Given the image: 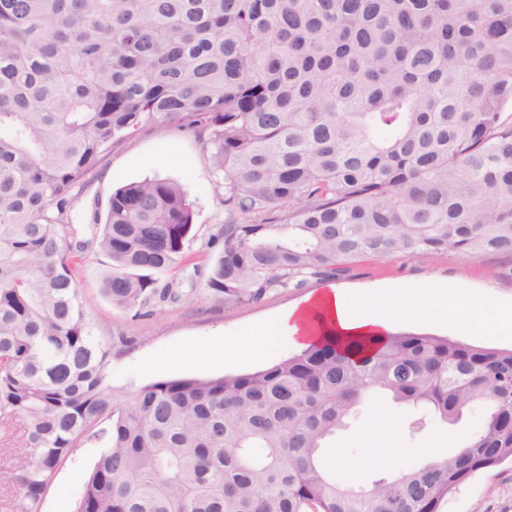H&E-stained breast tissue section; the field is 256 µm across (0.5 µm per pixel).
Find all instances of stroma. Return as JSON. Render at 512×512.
<instances>
[{"label": "stroma", "instance_id": "35a3bbf8", "mask_svg": "<svg viewBox=\"0 0 512 512\" xmlns=\"http://www.w3.org/2000/svg\"><path fill=\"white\" fill-rule=\"evenodd\" d=\"M153 178L176 182L194 205L191 238L185 245L182 268L174 274L175 280L194 281L193 301L164 304L137 317L112 304L100 290V280L111 266L109 258L88 253L78 272L83 308L98 336L106 341L119 334L135 339L131 348L112 353L110 382L124 394L158 380L247 374L273 365L296 353L297 348L282 340L269 352L249 354L257 327L272 322L308 295L329 288L338 289L355 309L367 288H390L407 296L436 286L481 291L484 299L473 305L481 319L480 330L462 329L454 319L439 323V310L430 303L409 307L393 329L477 346L512 348V334L500 333L497 325L499 305L512 302V257L494 253L476 258L454 253L434 259L360 258L348 263L341 276L307 275L299 285L269 291L260 303L224 308L204 286L222 251L213 241L227 217L222 177L212 169L194 134L164 124L152 125L128 139L89 175L77 223L88 226L94 215H105L117 188ZM188 348L193 349V357L180 359V352ZM409 414L407 407L384 397L365 402L329 442L326 459H343L345 466L355 468L358 483H371L395 468L422 463L427 451L444 453L461 447L481 424L484 405L474 404L455 423L431 419L415 437H401L400 448H391L381 431V418L397 426ZM103 448V442L92 440L73 450L57 469L40 512H73ZM439 512H512V461L469 478L442 500Z\"/></svg>", "mask_w": 512, "mask_h": 512}]
</instances>
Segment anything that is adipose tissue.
I'll use <instances>...</instances> for the list:
<instances>
[{
    "label": "adipose tissue",
    "mask_w": 512,
    "mask_h": 512,
    "mask_svg": "<svg viewBox=\"0 0 512 512\" xmlns=\"http://www.w3.org/2000/svg\"><path fill=\"white\" fill-rule=\"evenodd\" d=\"M409 304L406 297L390 293H370L360 310L346 307L337 289L330 288L307 297L304 305L290 309L274 325L258 328L256 348L269 347L273 337L285 336L300 348L326 337L338 342L385 336L394 322L403 318Z\"/></svg>",
    "instance_id": "obj_1"
}]
</instances>
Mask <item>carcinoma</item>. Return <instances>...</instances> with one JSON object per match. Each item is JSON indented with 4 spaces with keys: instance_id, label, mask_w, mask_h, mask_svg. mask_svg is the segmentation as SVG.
Returning a JSON list of instances; mask_svg holds the SVG:
<instances>
[{
    "instance_id": "cac0c4a2",
    "label": "carcinoma",
    "mask_w": 512,
    "mask_h": 512,
    "mask_svg": "<svg viewBox=\"0 0 512 512\" xmlns=\"http://www.w3.org/2000/svg\"><path fill=\"white\" fill-rule=\"evenodd\" d=\"M197 134L227 220L205 287L226 308L361 257L512 256V0H0V422L13 512H40L81 443L107 446L74 512H439L512 458V350L389 333L125 398L79 299L189 302L167 278L194 225L173 181L71 222L89 174L145 127ZM456 421L464 446L369 485L322 450L373 394ZM20 432L13 424L0 425V512H13L12 502L15 491L7 479V473L11 465V452L18 449ZM2 448V451H1Z\"/></svg>"
}]
</instances>
